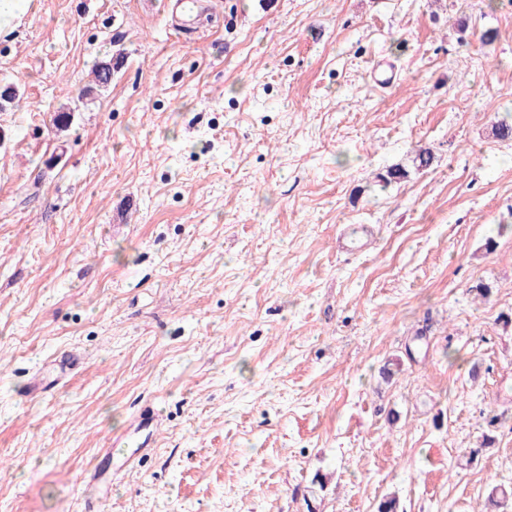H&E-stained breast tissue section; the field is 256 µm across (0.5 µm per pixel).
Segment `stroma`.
<instances>
[{
    "mask_svg": "<svg viewBox=\"0 0 512 512\" xmlns=\"http://www.w3.org/2000/svg\"><path fill=\"white\" fill-rule=\"evenodd\" d=\"M140 2L0 31V512L512 492V0H209L200 32ZM145 409L154 447L105 459ZM122 57L119 53L116 55L106 56L99 60L92 70V83L89 89H86V95L92 93L95 89L102 91L109 87L112 83V73L122 64Z\"/></svg>",
    "mask_w": 512,
    "mask_h": 512,
    "instance_id": "1",
    "label": "stroma"
}]
</instances>
